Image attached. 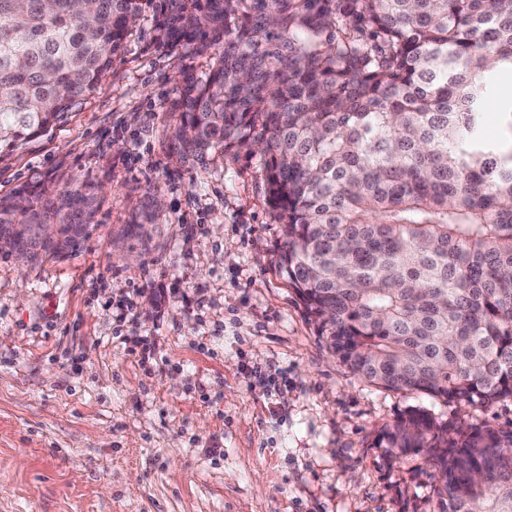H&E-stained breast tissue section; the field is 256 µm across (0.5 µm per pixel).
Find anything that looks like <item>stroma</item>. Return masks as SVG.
I'll return each instance as SVG.
<instances>
[{"label": "stroma", "mask_w": 512, "mask_h": 512, "mask_svg": "<svg viewBox=\"0 0 512 512\" xmlns=\"http://www.w3.org/2000/svg\"><path fill=\"white\" fill-rule=\"evenodd\" d=\"M206 61L141 17L94 93L0 160V197L92 185L81 244L0 252V512H436L408 409L512 430V399L369 384L330 353L277 264L259 154L178 160L174 88Z\"/></svg>", "instance_id": "obj_1"}]
</instances>
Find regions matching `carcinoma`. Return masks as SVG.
<instances>
[{
  "instance_id": "1",
  "label": "carcinoma",
  "mask_w": 512,
  "mask_h": 512,
  "mask_svg": "<svg viewBox=\"0 0 512 512\" xmlns=\"http://www.w3.org/2000/svg\"><path fill=\"white\" fill-rule=\"evenodd\" d=\"M150 13L182 70V159L261 154L278 266L363 380L448 402L512 398V0H0V159L94 92ZM76 187L0 199L23 250L78 243ZM390 452L429 450L438 512H512V431L410 409Z\"/></svg>"
}]
</instances>
